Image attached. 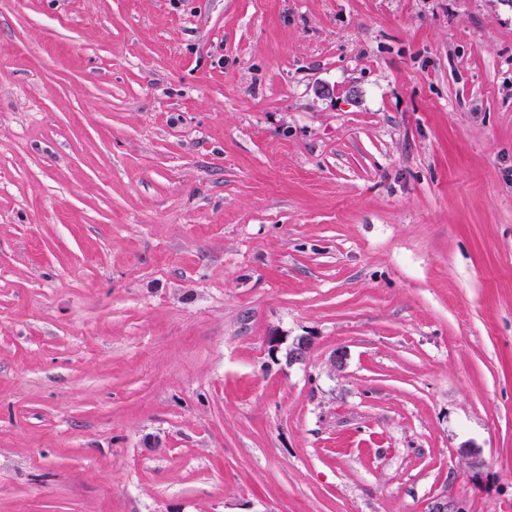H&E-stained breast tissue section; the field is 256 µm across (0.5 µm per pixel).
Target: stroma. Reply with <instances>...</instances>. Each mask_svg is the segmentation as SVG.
<instances>
[{
    "label": "stroma",
    "mask_w": 512,
    "mask_h": 512,
    "mask_svg": "<svg viewBox=\"0 0 512 512\" xmlns=\"http://www.w3.org/2000/svg\"><path fill=\"white\" fill-rule=\"evenodd\" d=\"M440 497L512 512V0H0V512Z\"/></svg>",
    "instance_id": "35a3bbf8"
}]
</instances>
